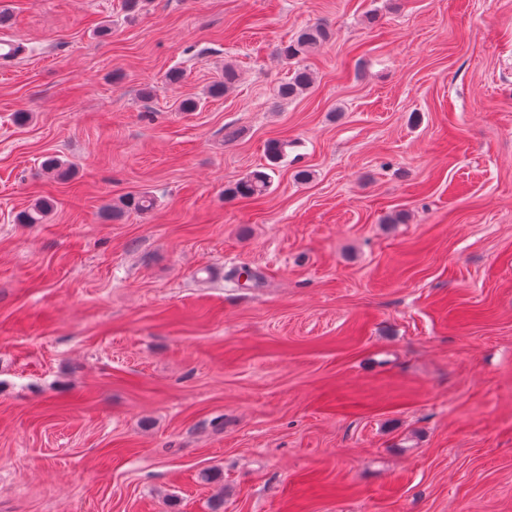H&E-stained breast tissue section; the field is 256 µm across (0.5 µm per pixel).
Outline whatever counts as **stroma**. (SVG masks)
I'll return each instance as SVG.
<instances>
[{
  "mask_svg": "<svg viewBox=\"0 0 512 512\" xmlns=\"http://www.w3.org/2000/svg\"><path fill=\"white\" fill-rule=\"evenodd\" d=\"M14 41L0 512H512V0H0ZM332 38V31L325 23H316L302 28L294 40L290 41L282 51L288 60L306 58ZM313 84V73L304 66L296 69L288 81L278 87V95L283 99H291L311 88ZM270 186L271 175L264 171H255L229 188L228 193L243 199L259 198L268 192ZM53 207L54 204L50 198L40 199L21 211L18 221L21 224H43L46 222Z\"/></svg>",
  "mask_w": 512,
  "mask_h": 512,
  "instance_id": "35a3bbf8",
  "label": "stroma"
}]
</instances>
